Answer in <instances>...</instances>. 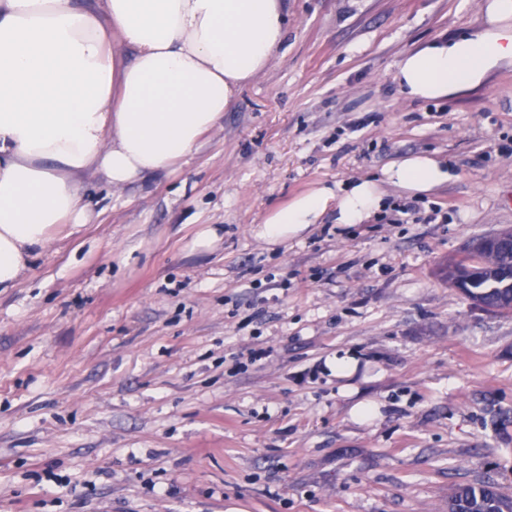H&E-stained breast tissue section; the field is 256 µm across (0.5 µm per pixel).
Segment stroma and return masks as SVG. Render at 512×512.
<instances>
[{
    "label": "stroma",
    "mask_w": 512,
    "mask_h": 512,
    "mask_svg": "<svg viewBox=\"0 0 512 512\" xmlns=\"http://www.w3.org/2000/svg\"><path fill=\"white\" fill-rule=\"evenodd\" d=\"M482 4L283 0L284 44L191 156L118 194L84 175L91 223L0 290V512H448L458 486L512 490V314L442 274L512 229V72L438 101L393 79ZM422 153L456 179L257 237Z\"/></svg>",
    "instance_id": "35a3bbf8"
}]
</instances>
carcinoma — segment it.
Instances as JSON below:
<instances>
[{"label": "carcinoma", "mask_w": 512, "mask_h": 512, "mask_svg": "<svg viewBox=\"0 0 512 512\" xmlns=\"http://www.w3.org/2000/svg\"><path fill=\"white\" fill-rule=\"evenodd\" d=\"M482 266L472 274L465 295L475 304L512 313V246L483 250L476 246ZM448 512H512V496L494 482L458 488L448 499Z\"/></svg>", "instance_id": "obj_1"}]
</instances>
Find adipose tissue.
I'll use <instances>...</instances> for the list:
<instances>
[{"mask_svg":"<svg viewBox=\"0 0 512 512\" xmlns=\"http://www.w3.org/2000/svg\"><path fill=\"white\" fill-rule=\"evenodd\" d=\"M482 12L480 26L400 58L406 97H455L512 69V0ZM285 32L281 0H0V289L90 221L83 174L102 172L118 192L190 155ZM454 177L445 161L410 155L381 178L295 198L257 234L301 236L331 208L360 224L385 208L382 183L422 194Z\"/></svg>","mask_w":512,"mask_h":512,"instance_id":"obj_1","label":"adipose tissue"}]
</instances>
